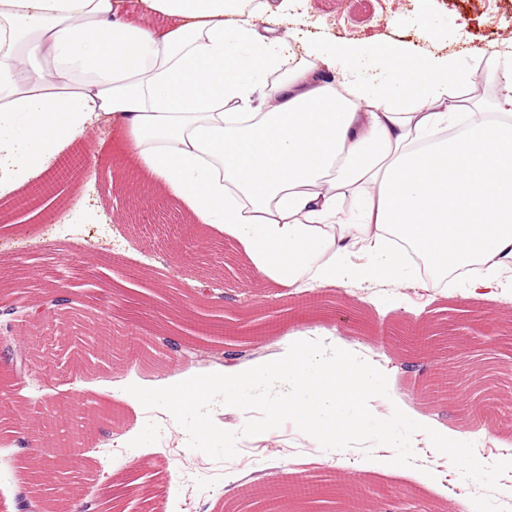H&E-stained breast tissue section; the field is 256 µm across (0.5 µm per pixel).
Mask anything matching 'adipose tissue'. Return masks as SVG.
<instances>
[{"label": "adipose tissue", "mask_w": 512, "mask_h": 512, "mask_svg": "<svg viewBox=\"0 0 512 512\" xmlns=\"http://www.w3.org/2000/svg\"><path fill=\"white\" fill-rule=\"evenodd\" d=\"M0 0V197L109 126L258 281L476 296L512 274V50L464 68L301 29L288 0ZM368 254L365 263L356 253Z\"/></svg>", "instance_id": "1"}]
</instances>
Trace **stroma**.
<instances>
[{
	"mask_svg": "<svg viewBox=\"0 0 512 512\" xmlns=\"http://www.w3.org/2000/svg\"><path fill=\"white\" fill-rule=\"evenodd\" d=\"M300 15L314 35L364 47L404 43L417 54L448 52L465 66L485 63L492 48L512 38V0H302L288 18ZM86 148L90 158L76 189L65 190V202L53 206L50 219L18 223L12 199L0 200L7 218L0 223V258L14 262L28 253L43 281L64 257L71 272L63 282L67 304L31 319L21 312L2 315L15 292L0 289V335L37 357L35 376L16 380L11 359L0 352V512H12L20 496V438L38 429L58 435L62 417L83 416L94 402L111 406L112 422L76 438L70 463L78 492H111L105 512H124L132 491L140 495L138 512H259L242 503L241 488L270 484L291 467L342 472L347 480L325 502L290 498L289 512H350L351 503L370 499L376 512H399L397 500L386 494L392 487L409 489L430 512H474L471 498L482 494V486L463 480L423 437L412 439L415 466L380 470L377 461L394 455L390 447H373L369 459L360 445L325 451L290 422L245 436L248 413L217 403L216 425L239 435L237 456L217 462L190 449L186 432L161 409L125 399L124 391L234 361V345L188 338L186 318L203 314L239 329L276 318L285 304L314 299L320 314L254 340L255 359L282 353L292 336L351 345L388 378V398L375 402L379 412L397 406L432 428L455 430L457 409L434 399L428 380L438 372L446 388L457 389L466 382V364L441 351L406 353L392 337L432 323L452 331L465 320L478 336L495 339L502 358L512 362V288L471 297L459 283L430 288L419 280L397 290L382 282L311 289L260 284L236 240L187 223L164 197L144 210L120 207L121 182L135 174L115 132L96 134ZM80 208L93 211L96 223H74ZM90 335L100 337L105 355L88 354ZM470 418L477 457L488 464L512 459V427L498 425L496 407ZM139 432L149 435L143 446L125 447Z\"/></svg>",
	"mask_w": 512,
	"mask_h": 512,
	"instance_id": "obj_1",
	"label": "stroma"
}]
</instances>
